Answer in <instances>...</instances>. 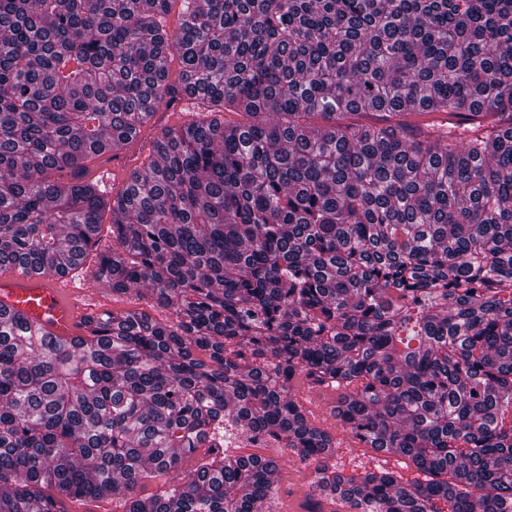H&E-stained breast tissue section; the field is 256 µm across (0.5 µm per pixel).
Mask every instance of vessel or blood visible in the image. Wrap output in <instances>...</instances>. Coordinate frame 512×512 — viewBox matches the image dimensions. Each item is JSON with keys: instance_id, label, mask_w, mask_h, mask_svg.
<instances>
[{"instance_id": "1", "label": "vessel or blood", "mask_w": 512, "mask_h": 512, "mask_svg": "<svg viewBox=\"0 0 512 512\" xmlns=\"http://www.w3.org/2000/svg\"><path fill=\"white\" fill-rule=\"evenodd\" d=\"M0 310L72 342L83 337L80 308L64 276L37 271L0 275Z\"/></svg>"}]
</instances>
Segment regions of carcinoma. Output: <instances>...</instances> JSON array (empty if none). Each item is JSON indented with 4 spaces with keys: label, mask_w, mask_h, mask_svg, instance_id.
I'll return each mask as SVG.
<instances>
[{
    "label": "carcinoma",
    "mask_w": 512,
    "mask_h": 512,
    "mask_svg": "<svg viewBox=\"0 0 512 512\" xmlns=\"http://www.w3.org/2000/svg\"><path fill=\"white\" fill-rule=\"evenodd\" d=\"M171 2L0 0V270L83 268L109 214L93 281L172 315L0 312V512H260L288 462L306 512H512V0ZM187 89L115 195L84 179ZM298 379L424 479L337 471ZM124 503V500L120 503L118 499H106L99 501H78L73 502L68 505V510L71 512H123L124 506L121 504Z\"/></svg>",
    "instance_id": "1"
}]
</instances>
